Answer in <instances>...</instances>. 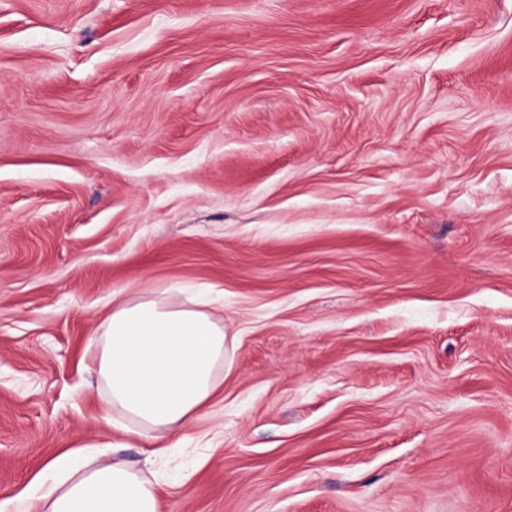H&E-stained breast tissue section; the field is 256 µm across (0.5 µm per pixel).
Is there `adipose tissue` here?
Wrapping results in <instances>:
<instances>
[{
    "instance_id": "obj_1",
    "label": "adipose tissue",
    "mask_w": 512,
    "mask_h": 512,
    "mask_svg": "<svg viewBox=\"0 0 512 512\" xmlns=\"http://www.w3.org/2000/svg\"><path fill=\"white\" fill-rule=\"evenodd\" d=\"M98 375L113 407L141 434L180 432L198 421L225 365L224 324L194 299L174 303L144 295H112L98 327ZM152 482L125 461L88 466L81 451L53 459L20 495L0 500V512H158Z\"/></svg>"
}]
</instances>
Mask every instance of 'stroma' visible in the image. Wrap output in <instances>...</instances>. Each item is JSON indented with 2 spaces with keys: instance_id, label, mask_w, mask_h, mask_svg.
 <instances>
[{
  "instance_id": "35a3bbf8",
  "label": "stroma",
  "mask_w": 512,
  "mask_h": 512,
  "mask_svg": "<svg viewBox=\"0 0 512 512\" xmlns=\"http://www.w3.org/2000/svg\"><path fill=\"white\" fill-rule=\"evenodd\" d=\"M236 339L156 441L112 294ZM110 442L159 512H512V0H0V498Z\"/></svg>"
}]
</instances>
